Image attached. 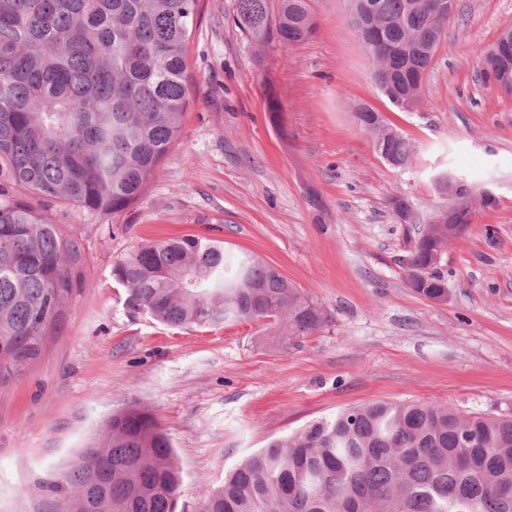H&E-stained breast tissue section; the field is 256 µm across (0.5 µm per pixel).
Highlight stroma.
<instances>
[{
    "instance_id": "stroma-1",
    "label": "stroma",
    "mask_w": 512,
    "mask_h": 512,
    "mask_svg": "<svg viewBox=\"0 0 512 512\" xmlns=\"http://www.w3.org/2000/svg\"><path fill=\"white\" fill-rule=\"evenodd\" d=\"M201 5L178 142L139 203L79 225L85 288L41 355L0 379V512H59L41 481L129 406L172 441L177 512H199L225 470L270 441L363 403L512 412V96L480 81L472 55L512 27V0H458L413 112L377 87L347 0H310L317 33L287 47L239 30L237 0ZM362 106L415 143L411 167L374 151ZM443 172L497 203L449 246L448 295L431 302L406 284L398 259L414 227L387 201L427 222L448 203ZM183 235L223 240L232 263L260 257L328 323L305 336L256 322L174 329L130 310L114 263Z\"/></svg>"
}]
</instances>
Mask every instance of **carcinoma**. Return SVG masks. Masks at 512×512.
<instances>
[{"mask_svg": "<svg viewBox=\"0 0 512 512\" xmlns=\"http://www.w3.org/2000/svg\"><path fill=\"white\" fill-rule=\"evenodd\" d=\"M378 88L409 111L448 18L428 0H378ZM200 0H0V378L30 362L85 285L77 225L137 204L178 140L187 48ZM250 38L291 46L317 22L308 0H237ZM360 128L399 168L416 146L362 108ZM59 213L56 224L46 212ZM437 241L418 232L403 271L434 301ZM201 283L180 286L183 273ZM127 305L172 328L264 322L288 336L318 331L324 310L253 255L236 265L206 236L148 241L119 259ZM181 470L154 415H112L103 439L43 483L68 512H176ZM201 512H512V419L445 405L366 403L315 422L239 461Z\"/></svg>", "mask_w": 512, "mask_h": 512, "instance_id": "cac0c4a2", "label": "carcinoma"}]
</instances>
